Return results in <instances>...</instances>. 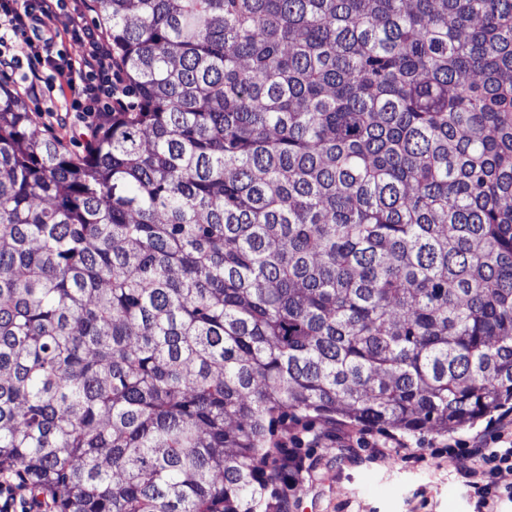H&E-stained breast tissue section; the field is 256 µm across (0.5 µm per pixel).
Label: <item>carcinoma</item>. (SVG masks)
<instances>
[{
  "mask_svg": "<svg viewBox=\"0 0 512 512\" xmlns=\"http://www.w3.org/2000/svg\"><path fill=\"white\" fill-rule=\"evenodd\" d=\"M86 153L0 86V468L57 512H288L300 413L512 403V0H96Z\"/></svg>",
  "mask_w": 512,
  "mask_h": 512,
  "instance_id": "carcinoma-1",
  "label": "carcinoma"
}]
</instances>
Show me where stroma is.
<instances>
[{
  "instance_id": "obj_1",
  "label": "stroma",
  "mask_w": 512,
  "mask_h": 512,
  "mask_svg": "<svg viewBox=\"0 0 512 512\" xmlns=\"http://www.w3.org/2000/svg\"><path fill=\"white\" fill-rule=\"evenodd\" d=\"M76 16L87 29L103 34L93 0H61L48 21L57 32L47 50L54 64L22 66L27 81L16 91L42 133L78 156L86 150L88 130L83 113L66 111L72 93L56 72L57 67L78 63L88 51L87 43L71 32ZM487 424L483 418L450 433L407 434L341 417L332 423L313 422L316 438L302 445L303 489L289 498L288 512L303 506L309 512H477L478 496L453 459L468 452ZM384 438L392 447L383 453L375 443Z\"/></svg>"
}]
</instances>
